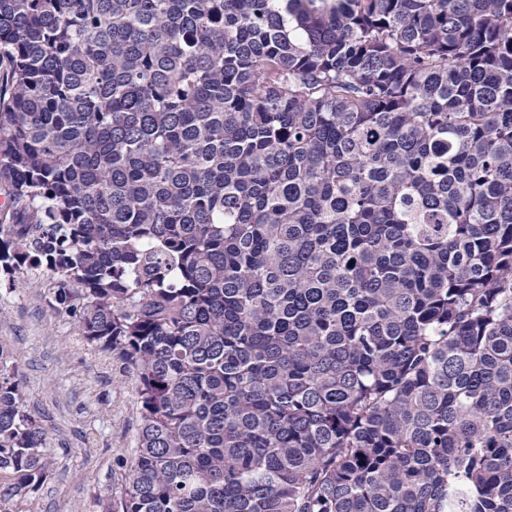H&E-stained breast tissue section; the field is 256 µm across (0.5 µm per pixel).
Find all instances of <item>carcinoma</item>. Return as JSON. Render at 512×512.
<instances>
[{"label":"carcinoma","instance_id":"cac0c4a2","mask_svg":"<svg viewBox=\"0 0 512 512\" xmlns=\"http://www.w3.org/2000/svg\"><path fill=\"white\" fill-rule=\"evenodd\" d=\"M1 59L0 269L137 380L107 512H512V0H0Z\"/></svg>","mask_w":512,"mask_h":512}]
</instances>
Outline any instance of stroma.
<instances>
[{
    "mask_svg": "<svg viewBox=\"0 0 512 512\" xmlns=\"http://www.w3.org/2000/svg\"><path fill=\"white\" fill-rule=\"evenodd\" d=\"M0 273V342L20 361L26 402L47 430L51 475L0 512H102L137 450L136 381L111 352L83 340L56 304L48 270Z\"/></svg>",
    "mask_w": 512,
    "mask_h": 512,
    "instance_id": "obj_1",
    "label": "stroma"
}]
</instances>
